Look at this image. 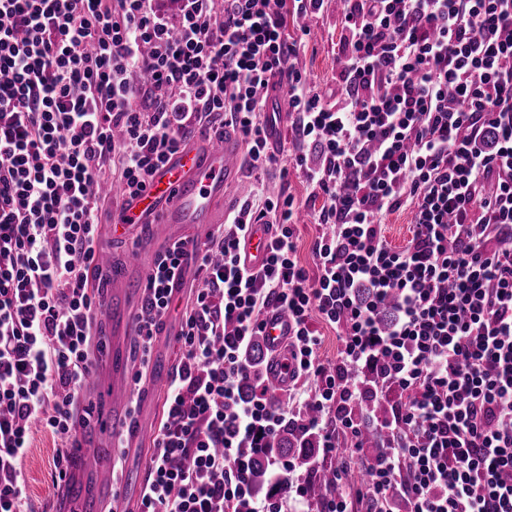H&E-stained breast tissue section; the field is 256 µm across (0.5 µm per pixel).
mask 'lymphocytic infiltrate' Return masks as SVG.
<instances>
[{
	"mask_svg": "<svg viewBox=\"0 0 512 512\" xmlns=\"http://www.w3.org/2000/svg\"><path fill=\"white\" fill-rule=\"evenodd\" d=\"M0 0V512H30L33 423L62 437L94 367L98 186L138 195L197 134L239 133L250 171L282 165L267 106L284 88L312 196L318 270L297 256L294 199L254 184L193 246L201 273L139 512H512V0H344L338 94L325 101L288 33L324 0ZM412 237L383 235L404 206ZM275 234L245 269L252 220ZM183 246L152 263L141 366L172 311ZM293 322L308 389L272 405L245 356L269 308ZM334 326V366L313 319ZM400 396L363 482L315 500L316 471L263 444L288 420L323 458L358 452L350 415L371 382ZM249 396H242L243 387ZM263 459L269 491L251 479Z\"/></svg>",
	"mask_w": 512,
	"mask_h": 512,
	"instance_id": "lymphocytic-infiltrate-1",
	"label": "lymphocytic infiltrate"
}]
</instances>
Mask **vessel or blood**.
Wrapping results in <instances>:
<instances>
[{
  "label": "vessel or blood",
  "instance_id": "1",
  "mask_svg": "<svg viewBox=\"0 0 512 512\" xmlns=\"http://www.w3.org/2000/svg\"><path fill=\"white\" fill-rule=\"evenodd\" d=\"M242 163L235 137L212 138L186 144L171 161L161 167L147 188L127 202L112 219L110 230L116 241L126 240L142 226L161 228V244L171 246L195 241L208 235L216 222L214 203L234 181ZM273 229L268 224L250 225L243 241V263L260 268L268 256ZM147 267L140 246H131L124 257L121 273L112 277L100 293L103 308L112 311V349L106 352L108 367L97 368L88 377L89 396L99 402L87 418L85 438L73 451L74 463L67 473L59 501L63 512H126L128 505L113 490L110 464L98 452L101 443L113 433L122 432L128 447L152 440L155 431L145 419L130 420L119 395L127 388L129 368L123 359L122 344L133 335L136 297L132 281L145 280ZM293 324L287 314L268 310L261 332L269 356V376L278 387L287 386L294 377L284 356Z\"/></svg>",
  "mask_w": 512,
  "mask_h": 512
}]
</instances>
